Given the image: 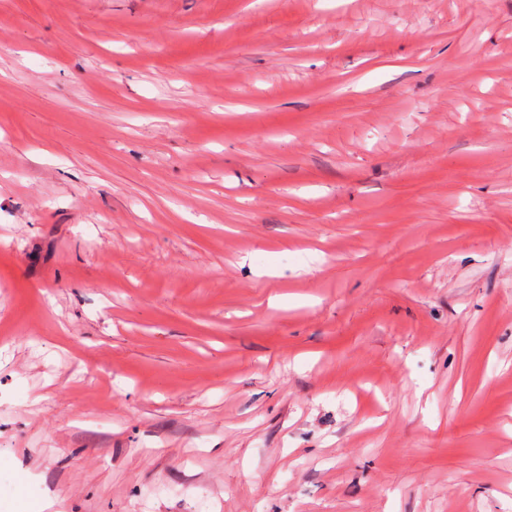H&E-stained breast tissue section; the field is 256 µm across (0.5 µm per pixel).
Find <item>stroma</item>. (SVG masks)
<instances>
[{
	"label": "stroma",
	"mask_w": 512,
	"mask_h": 512,
	"mask_svg": "<svg viewBox=\"0 0 512 512\" xmlns=\"http://www.w3.org/2000/svg\"><path fill=\"white\" fill-rule=\"evenodd\" d=\"M512 512V0H0V512Z\"/></svg>",
	"instance_id": "stroma-1"
}]
</instances>
